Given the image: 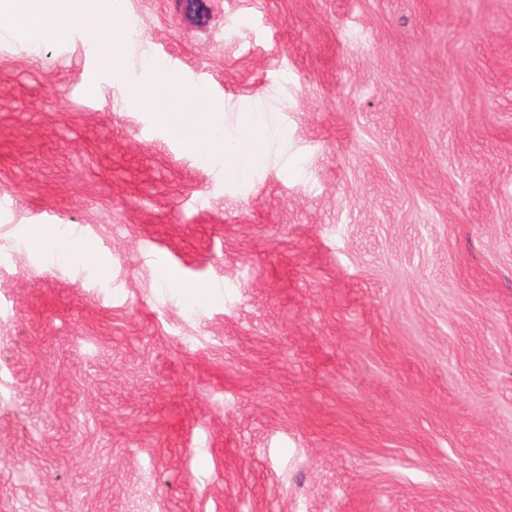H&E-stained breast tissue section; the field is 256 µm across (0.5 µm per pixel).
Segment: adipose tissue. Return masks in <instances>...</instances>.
I'll list each match as a JSON object with an SVG mask.
<instances>
[{
    "instance_id": "1",
    "label": "adipose tissue",
    "mask_w": 512,
    "mask_h": 512,
    "mask_svg": "<svg viewBox=\"0 0 512 512\" xmlns=\"http://www.w3.org/2000/svg\"><path fill=\"white\" fill-rule=\"evenodd\" d=\"M9 17L33 43L64 40L98 26L101 42L114 36L112 13L102 0H0V17ZM144 81L126 99L128 108L152 113L156 121L203 160L220 158L224 171L238 178L262 164L285 131H269L265 113H240L232 132L224 130V102L182 83L176 73L148 65ZM26 244L34 250L53 247L58 262L80 265L91 261L90 243L61 235L55 226H28Z\"/></svg>"
}]
</instances>
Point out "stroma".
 <instances>
[{
  "label": "stroma",
  "mask_w": 512,
  "mask_h": 512,
  "mask_svg": "<svg viewBox=\"0 0 512 512\" xmlns=\"http://www.w3.org/2000/svg\"><path fill=\"white\" fill-rule=\"evenodd\" d=\"M111 2L0 22V512H512V0ZM147 56L279 155L184 152ZM3 2V4H2ZM0 17L7 16L34 44L64 40L99 23L101 42L114 37L112 10L100 0H2ZM105 20V22H104ZM25 241L33 250H43L52 244L55 259L64 264L81 265L92 259L90 243L61 235L53 225H28ZM158 281L180 293L185 306L192 308L202 294V291L214 288L212 285L192 284L184 280L178 269L174 267H163L157 271Z\"/></svg>",
  "instance_id": "35a3bbf8"
}]
</instances>
